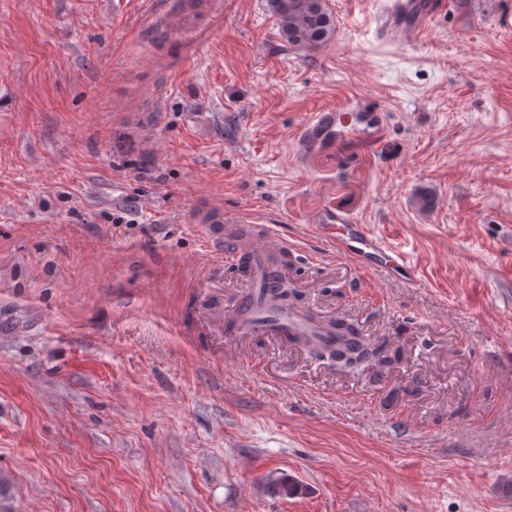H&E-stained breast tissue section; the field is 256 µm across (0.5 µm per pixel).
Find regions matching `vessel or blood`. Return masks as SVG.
Here are the masks:
<instances>
[{
    "label": "vessel or blood",
    "mask_w": 512,
    "mask_h": 512,
    "mask_svg": "<svg viewBox=\"0 0 512 512\" xmlns=\"http://www.w3.org/2000/svg\"><path fill=\"white\" fill-rule=\"evenodd\" d=\"M445 0H382L373 17L375 31L384 40L403 47L417 46L430 21L444 11ZM386 127V115L369 112L360 115L355 123H347L342 113L327 108L313 114L299 136V148L307 152L320 148L331 138L347 135L377 143ZM225 229L210 230L207 245L220 264L236 265L250 260L253 275L249 292L243 293L234 305V331L247 332L254 328L271 336H301L311 342L325 341L326 325L301 310L280 308L273 304L256 307L254 289H272L280 270L275 248L280 241L263 225L261 219L244 215L225 217ZM320 235L336 247L337 258L353 268L374 272L398 269L403 283L416 279V269L406 255L372 233L366 225L350 218L335 215L317 224Z\"/></svg>",
    "instance_id": "obj_1"
}]
</instances>
